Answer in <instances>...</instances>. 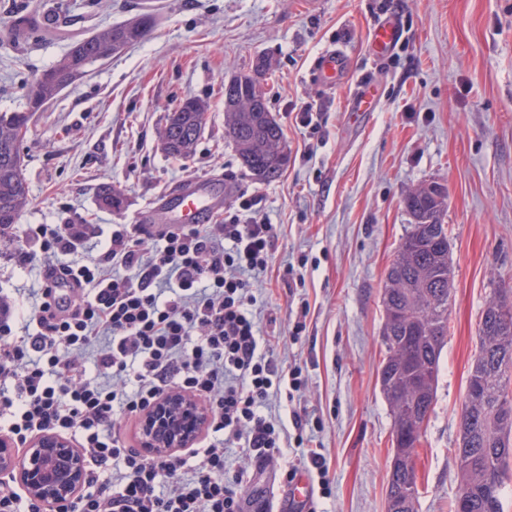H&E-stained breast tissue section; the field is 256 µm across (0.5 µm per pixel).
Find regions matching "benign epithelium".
Instances as JSON below:
<instances>
[{
  "label": "benign epithelium",
  "mask_w": 512,
  "mask_h": 512,
  "mask_svg": "<svg viewBox=\"0 0 512 512\" xmlns=\"http://www.w3.org/2000/svg\"><path fill=\"white\" fill-rule=\"evenodd\" d=\"M207 414L192 399L170 394L142 417L141 444L154 456L167 455L193 443ZM87 462L64 436L45 433L18 449L0 436V476L15 480L26 494L48 507L71 502L85 485Z\"/></svg>",
  "instance_id": "benign-epithelium-1"
}]
</instances>
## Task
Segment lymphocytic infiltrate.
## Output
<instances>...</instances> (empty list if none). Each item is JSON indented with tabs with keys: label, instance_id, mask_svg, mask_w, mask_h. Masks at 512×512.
Masks as SVG:
<instances>
[{
	"label": "lymphocytic infiltrate",
	"instance_id": "lymphocytic-infiltrate-1",
	"mask_svg": "<svg viewBox=\"0 0 512 512\" xmlns=\"http://www.w3.org/2000/svg\"><path fill=\"white\" fill-rule=\"evenodd\" d=\"M256 196L220 224H37L17 255L37 268L25 299L0 294V430L23 446L52 432L75 440L85 490L54 512H242L247 463H278L303 433L295 395L307 364L283 366L260 336L250 275L269 268L275 225ZM179 392L208 414L205 435L167 456L123 432ZM290 402L288 419L270 409Z\"/></svg>",
	"mask_w": 512,
	"mask_h": 512
}]
</instances>
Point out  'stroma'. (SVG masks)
Here are the masks:
<instances>
[{"mask_svg":"<svg viewBox=\"0 0 512 512\" xmlns=\"http://www.w3.org/2000/svg\"><path fill=\"white\" fill-rule=\"evenodd\" d=\"M144 0H0V111L23 109L21 80H33L71 43L122 22ZM26 11L48 21L37 38L17 36ZM153 32L86 75L31 116L23 149L30 204L16 225L156 224L176 184L210 183L224 193L223 221L241 195L262 198L277 237L267 273L252 277L261 336L276 337L282 364L310 361L300 402L306 433L328 457L329 489L317 512H386L393 412L378 372L385 275L409 229L404 198L436 181L448 189L453 280L448 342L433 412L417 450L416 512H453L459 487L452 453L478 347V325L493 288L512 287V0H160ZM395 15L403 41L371 55L375 25ZM344 48L356 77L378 88L372 119L353 129L350 84L313 76L319 52ZM272 68L268 105L284 132L289 162L274 181H255L224 137V83L257 56ZM205 100L206 124L192 156L163 153L159 132L185 95ZM323 114L324 140L289 112ZM120 192L121 209L98 205ZM305 279L306 332L288 338L289 273ZM243 487L277 498L281 466L244 470Z\"/></svg>","mask_w":512,"mask_h":512,"instance_id":"1","label":"stroma"}]
</instances>
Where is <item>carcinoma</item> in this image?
<instances>
[{"label":"carcinoma","instance_id":"carcinoma-1","mask_svg":"<svg viewBox=\"0 0 512 512\" xmlns=\"http://www.w3.org/2000/svg\"><path fill=\"white\" fill-rule=\"evenodd\" d=\"M155 25L152 13L133 18L75 42L63 58L25 85L26 108L0 112V239L12 236L13 225L30 203L24 175L22 145L32 113L71 86L97 62L111 59L143 40ZM270 63L256 59L251 69L234 77L236 95L245 96L248 84L264 82ZM207 103L197 97L182 99L168 114L162 129L163 152L191 156L204 129ZM224 134L236 149L242 166L254 179L271 182L288 163L283 132L261 103L258 111L237 113ZM446 188L423 196L407 194L405 209L412 219L397 256L389 267L383 292L385 357L379 370L381 390L394 414L392 474L387 487V512H414L419 495L415 455L430 418L440 360L448 337V302L452 281L448 225L444 224ZM479 354L468 383L484 390L466 395L460 417V441L455 459L468 469L457 496L469 500L468 512H504L502 488L512 461V410L504 407L512 383V288L494 289L482 311L478 329ZM500 473L497 484L487 483V472Z\"/></svg>","mask_w":512,"mask_h":512}]
</instances>
